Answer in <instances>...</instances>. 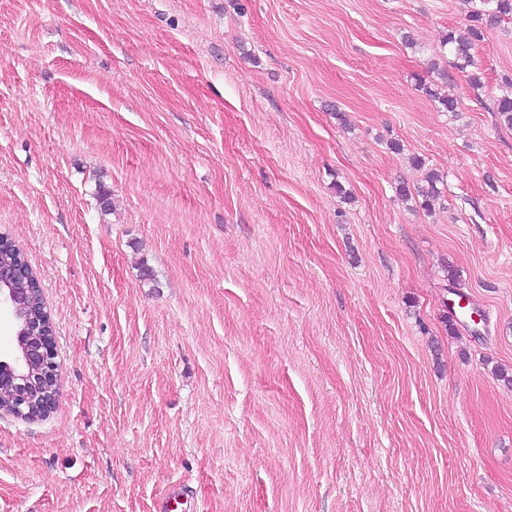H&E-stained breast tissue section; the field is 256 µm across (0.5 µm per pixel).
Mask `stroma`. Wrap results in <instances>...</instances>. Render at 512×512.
Instances as JSON below:
<instances>
[{
	"mask_svg": "<svg viewBox=\"0 0 512 512\" xmlns=\"http://www.w3.org/2000/svg\"><path fill=\"white\" fill-rule=\"evenodd\" d=\"M468 9L0 0V230L59 364L0 512H512V19L476 88ZM490 2L494 3L491 14H486V10L475 8L470 11L469 24L464 31L451 28L443 36L441 46L448 52V56L452 58L453 66L461 72H467L469 69L468 79L473 87L482 86L480 73L475 61L474 50L476 45L485 38L484 20L487 15L489 22L501 20L505 17L512 18V0H480L482 5Z\"/></svg>",
	"mask_w": 512,
	"mask_h": 512,
	"instance_id": "35a3bbf8",
	"label": "stroma"
}]
</instances>
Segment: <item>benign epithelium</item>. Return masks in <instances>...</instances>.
Segmentation results:
<instances>
[{
    "instance_id": "1",
    "label": "benign epithelium",
    "mask_w": 512,
    "mask_h": 512,
    "mask_svg": "<svg viewBox=\"0 0 512 512\" xmlns=\"http://www.w3.org/2000/svg\"><path fill=\"white\" fill-rule=\"evenodd\" d=\"M30 277L24 266L0 267V304L12 310L23 326L13 334L11 348L0 353V390L10 394L9 405L0 412L23 420L32 406L52 411L58 389V364L53 352L54 331L45 332L30 314L29 294L14 287Z\"/></svg>"
}]
</instances>
